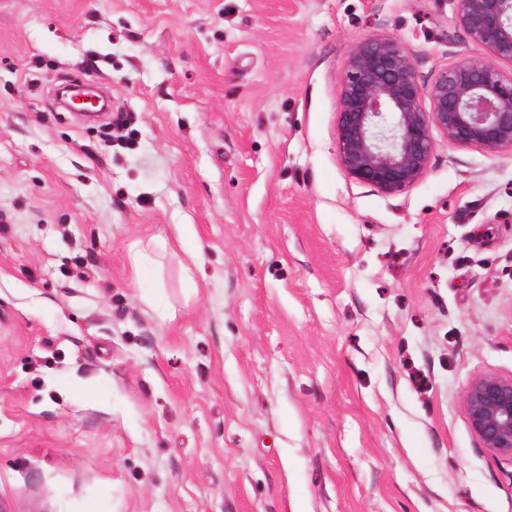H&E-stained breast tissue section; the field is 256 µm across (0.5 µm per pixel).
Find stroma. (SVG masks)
I'll return each mask as SVG.
<instances>
[{
  "label": "stroma",
  "instance_id": "1",
  "mask_svg": "<svg viewBox=\"0 0 512 512\" xmlns=\"http://www.w3.org/2000/svg\"><path fill=\"white\" fill-rule=\"evenodd\" d=\"M455 12L0 0L5 512H512L463 406L512 376V153L436 137L396 195L336 157L352 48L395 37L429 86L486 56Z\"/></svg>",
  "mask_w": 512,
  "mask_h": 512
}]
</instances>
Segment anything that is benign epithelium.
<instances>
[{
    "label": "benign epithelium",
    "mask_w": 512,
    "mask_h": 512,
    "mask_svg": "<svg viewBox=\"0 0 512 512\" xmlns=\"http://www.w3.org/2000/svg\"><path fill=\"white\" fill-rule=\"evenodd\" d=\"M456 20L486 58L461 59L424 89L399 41L357 43L339 85L336 152L355 180L385 195L401 193L427 171L433 131L459 146L512 152V0H456ZM429 104H424V100ZM464 409L483 446L512 457V376L472 380Z\"/></svg>",
    "instance_id": "7a95c632"
}]
</instances>
